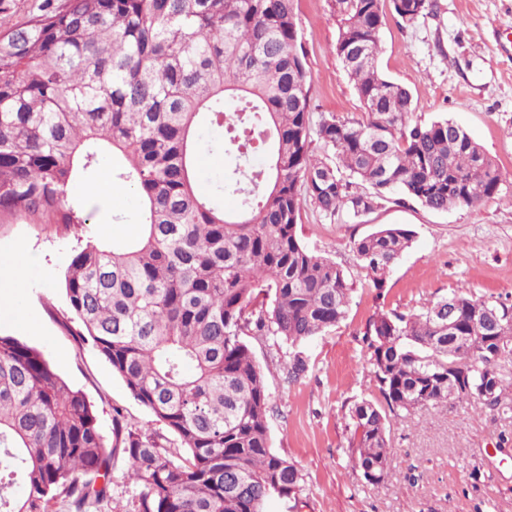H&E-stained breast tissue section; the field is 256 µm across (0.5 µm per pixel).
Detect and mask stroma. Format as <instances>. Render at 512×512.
Wrapping results in <instances>:
<instances>
[{
	"mask_svg": "<svg viewBox=\"0 0 512 512\" xmlns=\"http://www.w3.org/2000/svg\"><path fill=\"white\" fill-rule=\"evenodd\" d=\"M434 3L432 13L410 25L387 14L379 66L411 91L413 120L445 117L459 124L498 165L505 182L482 205L445 212L406 199L384 202L361 217L329 218L303 198L298 234L310 251L335 261L354 281L348 313L296 346L307 370L291 385L283 381L276 348L248 341L272 397V449L294 462L304 478L301 512H512V417L479 403L450 400L394 423L387 475L379 484H365L345 454L344 404L375 396L363 331L376 310L417 312L458 291L512 304V56L502 50L512 43V0ZM294 12L313 121L360 117L361 103L335 53L333 0H294ZM231 162L220 131H203L199 191L212 194ZM111 170V156H103L94 177L76 181L71 194L93 213L100 237L120 244L140 232V201L130 186L114 187L108 201L96 197ZM114 212L124 214L125 222L111 223ZM385 225L409 229L413 238L378 291L367 286L352 246ZM76 245V238L59 239L52 224H0V253L18 252L26 259L18 285L20 312L39 326L33 334L0 316V336L42 350L55 372L95 407L104 435H111L118 411L126 422L180 450L177 437L134 399L92 344L61 327L67 313L64 273Z\"/></svg>",
	"mask_w": 512,
	"mask_h": 512,
	"instance_id": "stroma-1",
	"label": "stroma"
}]
</instances>
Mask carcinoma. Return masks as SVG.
<instances>
[{
  "instance_id": "carcinoma-1",
  "label": "carcinoma",
  "mask_w": 512,
  "mask_h": 512,
  "mask_svg": "<svg viewBox=\"0 0 512 512\" xmlns=\"http://www.w3.org/2000/svg\"><path fill=\"white\" fill-rule=\"evenodd\" d=\"M391 3L404 23L433 9ZM334 12L336 56L363 112L315 126L293 0H64L0 35V224L85 229L91 214L70 187L112 155L113 181L140 196L141 232L122 245L89 235L74 250L70 335L183 449L118 414L107 445L44 353L0 336V512L107 505L118 459L139 487L132 512H265L272 497L294 512L302 474L271 448V396L243 337L295 346L346 317L353 284L297 232L303 196L331 218L395 195L442 212L504 184L453 121L410 122V91L377 63L383 0H334ZM205 125L236 143L212 198L195 189ZM254 148L267 153L261 168ZM226 196L232 211L218 204ZM411 242L385 226L353 243L370 287L382 290ZM486 320L500 327L495 342ZM363 336L377 397L345 404L346 448L367 483L385 476L394 420L483 387L489 409L512 414V306L454 293L419 314L378 310Z\"/></svg>"
}]
</instances>
